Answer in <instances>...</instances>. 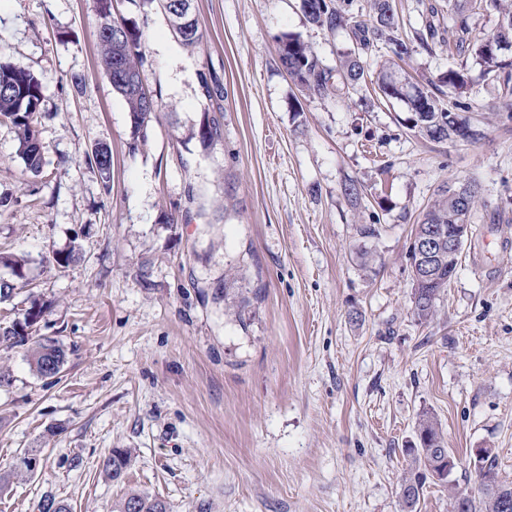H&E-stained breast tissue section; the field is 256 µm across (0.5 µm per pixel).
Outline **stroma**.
<instances>
[{"mask_svg": "<svg viewBox=\"0 0 512 512\" xmlns=\"http://www.w3.org/2000/svg\"><path fill=\"white\" fill-rule=\"evenodd\" d=\"M299 0H194L183 45L159 0H112L143 32L159 98L134 141L99 62L96 0H0V63L45 78L40 173L0 124V252L22 256L48 305L37 333L67 357L47 380L27 348L0 345V512H113L131 492L170 512H403L404 452L420 416L477 494L473 449L512 482V83L488 78L457 38L448 0H396L403 34L436 7L445 40L398 77L426 87L464 69L469 142L408 130L404 101L371 88L302 91L279 63L287 34L335 67L355 41L310 25ZM221 134L202 139L207 122ZM112 150L103 182L89 163ZM474 183L472 232L423 323L410 249L441 184ZM359 191L357 201L345 194ZM372 224L376 236L362 237ZM76 245L67 267L56 251ZM26 478L14 471L25 451ZM128 453L122 481L102 462Z\"/></svg>", "mask_w": 512, "mask_h": 512, "instance_id": "stroma-1", "label": "stroma"}]
</instances>
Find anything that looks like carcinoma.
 <instances>
[{"instance_id": "1", "label": "carcinoma", "mask_w": 512, "mask_h": 512, "mask_svg": "<svg viewBox=\"0 0 512 512\" xmlns=\"http://www.w3.org/2000/svg\"><path fill=\"white\" fill-rule=\"evenodd\" d=\"M174 31L185 45H194L200 39L199 21L192 9V0H162ZM498 10L500 25L493 37L488 39L469 38L470 29L467 15L476 14L488 8ZM300 8L307 21L320 28L333 31L339 28L350 29L357 44V51L348 53L339 61V68L332 70L323 65L316 51L298 35L288 34L281 41L279 59L288 75L297 84L316 94H322L332 87L333 74H339L343 87L353 89L367 82L360 53L371 47L384 48L389 53L388 67L397 66L412 56L416 47L433 51L431 41L438 37L437 27L429 23L425 32L415 33L414 38L402 37L399 33V20L395 0H372L371 13H353L342 10L332 0H300ZM450 13L458 18L455 49L470 51L484 66L485 75L496 79L504 76L512 78L509 69L512 61L506 60L497 51L504 44L512 47V9L505 10L500 0H448ZM99 16L100 62L107 73L112 75L116 58H121L127 71L144 75L142 53L143 31L127 24L112 15V0H97ZM374 83L387 99H400L408 105L410 116L406 119L407 128L433 142H455L468 136V123L462 113L469 109L468 103L457 100L445 107L441 104L443 87L463 91L468 78L461 70L450 68L441 78V84H430V88H419L408 82L397 80L381 70ZM113 89L124 99L134 133L148 124L151 113L147 112L144 95L146 88L134 85L112 84ZM43 80L30 69L16 64H0V122L7 123L15 133L19 143V153L29 171L37 174L44 163L45 146L39 137L38 124L41 119L43 101ZM112 157L108 146L101 144L92 153L103 181L110 179L111 166L106 158ZM461 188L457 183L446 182L439 186L433 203L422 212L418 225L429 224L436 227L438 236L434 241L431 267L426 282H421V265L412 263V273L416 276L413 314L421 322L433 319L436 301L448 288V225L460 224L466 212L455 191ZM24 288L23 277H18L0 285V304L11 302L16 291ZM44 304L32 301L22 313V318L9 325L0 326V343L10 342L20 336L18 324L28 325V318L46 316ZM30 365L35 373L44 379L56 377L66 362V352L60 342L52 338H42L35 342L29 353ZM413 457L414 467L410 468L400 485L404 512H417V505L423 495L427 480L445 484L448 482V448L436 421L424 416L417 424V441L405 449ZM129 466L128 457L115 451L104 462L108 476L119 482ZM496 458L489 454L475 465L480 481V496L463 493L448 487L451 512H512L504 509L505 498H512V484L507 485L496 479ZM139 505L138 512H169L166 502L146 493L132 492L122 499L115 512H129L130 503Z\"/></svg>"}]
</instances>
